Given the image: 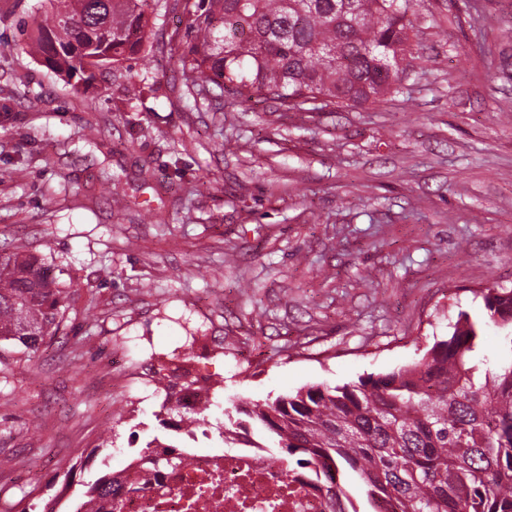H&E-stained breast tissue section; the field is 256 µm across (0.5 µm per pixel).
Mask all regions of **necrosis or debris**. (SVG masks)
<instances>
[{"label":"necrosis or debris","mask_w":512,"mask_h":512,"mask_svg":"<svg viewBox=\"0 0 512 512\" xmlns=\"http://www.w3.org/2000/svg\"><path fill=\"white\" fill-rule=\"evenodd\" d=\"M319 494L289 476L285 466L257 448L191 451L185 464L156 487L147 472L136 476L117 512H323Z\"/></svg>","instance_id":"1"}]
</instances>
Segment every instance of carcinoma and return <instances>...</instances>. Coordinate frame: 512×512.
<instances>
[{
  "label": "carcinoma",
  "instance_id": "1",
  "mask_svg": "<svg viewBox=\"0 0 512 512\" xmlns=\"http://www.w3.org/2000/svg\"><path fill=\"white\" fill-rule=\"evenodd\" d=\"M151 0H46L21 26L43 65L72 78L128 59L149 38ZM187 19L179 58L187 94L208 107L229 92L264 96L289 110L319 111L376 100L403 71L413 0H181ZM487 320L458 314L448 338L416 363L342 386L317 385L225 411L224 444L261 448L250 422L290 456L325 512H512V289H480ZM68 292L45 260L0 254V372L8 355L37 353L65 321ZM500 333L499 356L479 353L484 326ZM163 426L188 435L210 424L207 407L165 398ZM158 439L139 458L157 471L186 457ZM122 480L83 484L79 502L115 500Z\"/></svg>",
  "mask_w": 512,
  "mask_h": 512
}]
</instances>
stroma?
Masks as SVG:
<instances>
[{
  "instance_id": "1",
  "label": "stroma",
  "mask_w": 512,
  "mask_h": 512,
  "mask_svg": "<svg viewBox=\"0 0 512 512\" xmlns=\"http://www.w3.org/2000/svg\"><path fill=\"white\" fill-rule=\"evenodd\" d=\"M0 0V243L71 289L68 337L0 375V491L41 512L154 437L153 370L264 402L419 360L512 289V0H416L397 90L342 110L195 109L175 0L121 63L63 78Z\"/></svg>"
}]
</instances>
